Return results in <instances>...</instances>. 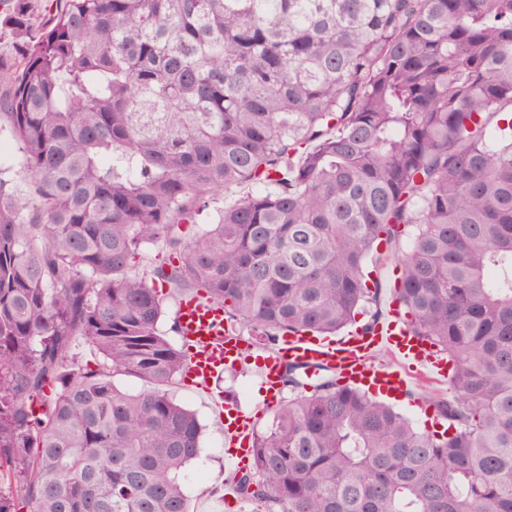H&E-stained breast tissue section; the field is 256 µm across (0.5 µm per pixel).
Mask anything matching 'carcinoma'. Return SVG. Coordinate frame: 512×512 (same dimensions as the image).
<instances>
[{"label":"carcinoma","instance_id":"obj_1","mask_svg":"<svg viewBox=\"0 0 512 512\" xmlns=\"http://www.w3.org/2000/svg\"><path fill=\"white\" fill-rule=\"evenodd\" d=\"M9 2L30 181L0 176V512H187L201 426L149 246L262 348L372 331L395 260L396 314L448 361L441 431L288 365L243 512H512V0Z\"/></svg>","mask_w":512,"mask_h":512}]
</instances>
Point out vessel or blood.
<instances>
[{
    "mask_svg": "<svg viewBox=\"0 0 512 512\" xmlns=\"http://www.w3.org/2000/svg\"><path fill=\"white\" fill-rule=\"evenodd\" d=\"M176 323L187 348V373L192 386L211 396L224 422L225 440L237 448L238 459L248 458L253 452L256 412L243 409L238 402L225 399L213 390L214 381L225 367L241 361L246 342L241 337L223 334V307L198 295H188L179 301ZM380 346L410 367L440 377L448 374L446 359L413 336L396 318L378 326L373 333L353 332L340 339L290 335L282 339L276 350L254 356L252 365L270 406L282 401V376L284 366L289 362L330 368L343 384L367 386L377 392L406 388L407 381L400 371L374 363L373 352Z\"/></svg>",
    "mask_w": 512,
    "mask_h": 512,
    "instance_id": "vessel-or-blood-1",
    "label": "vessel or blood"
}]
</instances>
